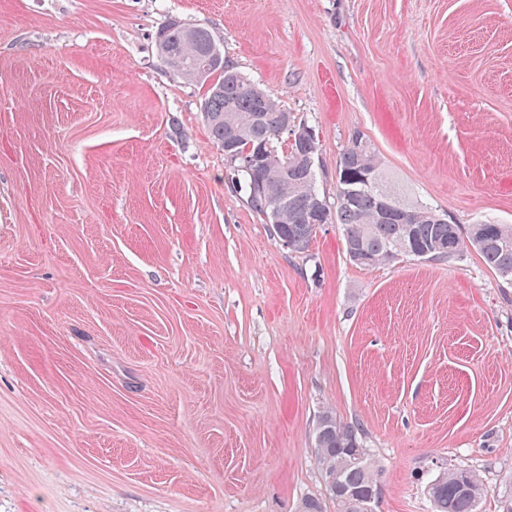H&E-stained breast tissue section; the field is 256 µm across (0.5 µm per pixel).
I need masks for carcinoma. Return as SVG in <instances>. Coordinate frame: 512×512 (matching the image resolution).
<instances>
[{
    "label": "carcinoma",
    "mask_w": 512,
    "mask_h": 512,
    "mask_svg": "<svg viewBox=\"0 0 512 512\" xmlns=\"http://www.w3.org/2000/svg\"><path fill=\"white\" fill-rule=\"evenodd\" d=\"M155 46L170 75L204 87L201 114L212 142L222 148L226 133H237V158L229 159L235 183L245 189L248 203L272 225L275 236L288 239V251H307L317 226L308 223L306 216L321 210L325 223L343 227L345 250L354 247L364 256L361 266L373 268L416 253L422 260L446 259L472 249L487 267L512 282L511 224H471L464 232L448 223L397 188L370 144L359 136L351 138L336 167V205L332 207L315 188V165L304 163L286 171L276 162L290 148L280 135L288 111L236 67L210 60L218 47L208 28L172 19L158 31ZM247 157L251 162L246 165ZM267 194L277 196L282 205L278 224L272 223L264 207ZM386 203L405 209L409 221L384 218ZM314 441L329 497L338 512H355L354 495L379 482L358 432L342 426L326 411ZM431 489L435 512H477L486 491L479 474L466 467L439 474L431 481Z\"/></svg>",
    "instance_id": "carcinoma-1"
}]
</instances>
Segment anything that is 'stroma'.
<instances>
[{"label":"stroma","instance_id":"1","mask_svg":"<svg viewBox=\"0 0 512 512\" xmlns=\"http://www.w3.org/2000/svg\"><path fill=\"white\" fill-rule=\"evenodd\" d=\"M318 143L352 134L455 224L512 225V0H0V512H336L323 412L382 470L512 499V285L472 250L353 264L284 249L231 183L169 17Z\"/></svg>","mask_w":512,"mask_h":512}]
</instances>
